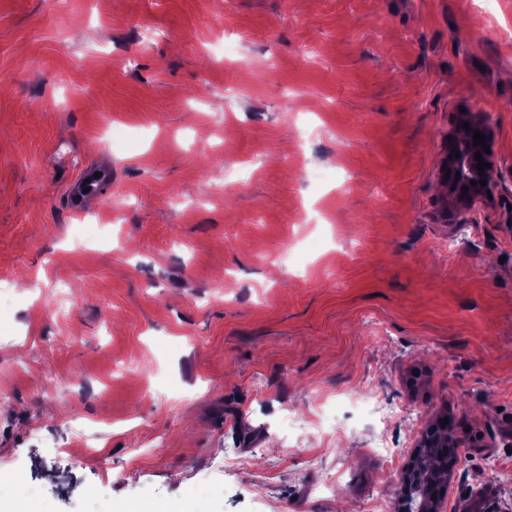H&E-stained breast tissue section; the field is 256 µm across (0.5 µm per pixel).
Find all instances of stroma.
I'll use <instances>...</instances> for the list:
<instances>
[{
    "mask_svg": "<svg viewBox=\"0 0 512 512\" xmlns=\"http://www.w3.org/2000/svg\"><path fill=\"white\" fill-rule=\"evenodd\" d=\"M474 2L0 0V512H399L442 413L440 512H512V222L438 175L465 111L512 176V0ZM101 165H104L108 169V174L106 176L96 180H91L89 177L84 175L71 183L68 194L71 210L77 209V205H75L73 200H77L78 198L83 199L87 196L108 194L112 191V167L107 164ZM86 179H89V182H86ZM85 188H89V191L83 192V189ZM445 418H448V415L441 414L431 421L421 439L427 441L428 446L417 447L412 461L413 468L428 478L431 492L438 498L448 482L450 473L459 463L455 429L450 420L446 425L441 424Z\"/></svg>",
    "mask_w": 512,
    "mask_h": 512,
    "instance_id": "1",
    "label": "stroma"
}]
</instances>
